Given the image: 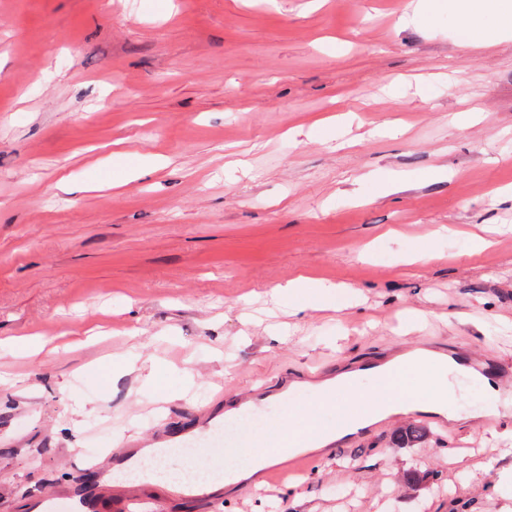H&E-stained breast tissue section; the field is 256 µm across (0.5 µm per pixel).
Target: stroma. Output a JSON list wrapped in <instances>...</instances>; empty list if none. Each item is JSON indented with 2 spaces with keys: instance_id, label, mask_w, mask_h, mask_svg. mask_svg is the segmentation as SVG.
Listing matches in <instances>:
<instances>
[{
  "instance_id": "35a3bbf8",
  "label": "stroma",
  "mask_w": 512,
  "mask_h": 512,
  "mask_svg": "<svg viewBox=\"0 0 512 512\" xmlns=\"http://www.w3.org/2000/svg\"><path fill=\"white\" fill-rule=\"evenodd\" d=\"M0 0V512L315 360L392 347L512 364V32L462 46L448 0ZM473 112L457 126L450 118ZM162 160L111 188L112 158ZM489 239L474 252L473 235ZM430 240L433 259L415 261ZM319 291L288 290L298 276ZM280 289L272 298V289ZM44 341L35 359L6 338ZM124 363L119 374L100 360ZM409 416L273 492L283 512H512V455ZM469 455L459 473L443 458ZM433 467L438 485L404 473ZM220 510L156 493L152 512Z\"/></svg>"
}]
</instances>
